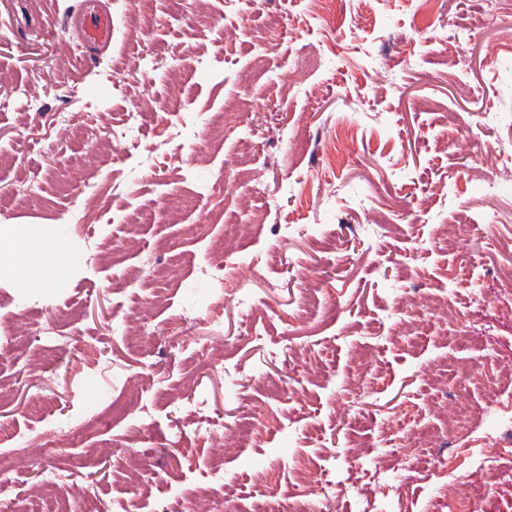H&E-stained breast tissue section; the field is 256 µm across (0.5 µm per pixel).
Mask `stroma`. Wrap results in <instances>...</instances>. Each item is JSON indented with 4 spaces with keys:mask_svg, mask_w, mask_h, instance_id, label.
Returning a JSON list of instances; mask_svg holds the SVG:
<instances>
[{
    "mask_svg": "<svg viewBox=\"0 0 512 512\" xmlns=\"http://www.w3.org/2000/svg\"><path fill=\"white\" fill-rule=\"evenodd\" d=\"M82 0H0V205L8 219L44 241L50 282L35 288L0 274V330L57 319L65 353L40 344L0 353V422L26 424L46 444L39 456L59 477L55 501L74 505L87 490L122 488V469L157 486V512H190L213 485L188 481L215 437L195 416L261 436L224 464L248 494L222 512H249L252 493L281 496L300 469L331 465L351 512H429L428 493L447 483L455 449L480 454L494 418L482 408L512 398V378L495 391L471 378L485 351L512 362V293L499 269L512 264L489 226L512 220V180L497 195L487 151L512 146V10L487 0H253L224 41L220 0H112L111 50L85 59L65 18ZM452 55H442L443 45ZM149 73L131 72L137 56ZM218 55L204 68L197 56ZM298 70L290 94L280 79ZM130 72L125 96L112 78ZM181 110L169 114L171 95ZM159 104L141 125L147 156L119 157L107 144L112 122L142 100ZM502 112L493 126L482 113ZM224 117L212 139L201 115ZM70 126L60 129L59 115ZM186 129L195 168L170 164L171 121ZM256 152L250 181L236 162L241 131ZM234 191L205 199L213 219L172 222L166 201L193 196L214 179ZM265 223L252 231L253 206ZM153 210L145 252L120 258L128 214ZM244 225L236 255L207 275L201 267L224 235ZM63 240L56 257L50 242ZM177 254L179 274L162 279L173 305L142 350L113 328L117 296L150 294L153 267ZM251 267L239 277L236 266ZM407 276H399L400 267ZM484 291L474 305L472 292ZM263 299L246 311L235 298ZM447 294L448 317L427 298ZM140 374L146 412L112 404L121 374ZM371 422L367 456L392 451L398 482L387 491L352 471L348 416ZM408 417L410 431L435 436L428 466L403 435L380 425ZM151 418L156 435L138 426ZM496 478L484 480L470 512H512V446L500 449Z\"/></svg>",
    "mask_w": 512,
    "mask_h": 512,
    "instance_id": "obj_1",
    "label": "stroma"
}]
</instances>
